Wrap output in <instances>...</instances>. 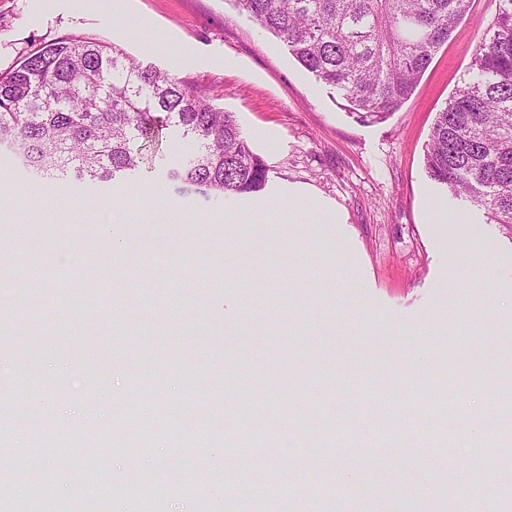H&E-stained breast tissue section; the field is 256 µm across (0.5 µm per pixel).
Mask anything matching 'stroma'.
Masks as SVG:
<instances>
[{"mask_svg": "<svg viewBox=\"0 0 512 512\" xmlns=\"http://www.w3.org/2000/svg\"><path fill=\"white\" fill-rule=\"evenodd\" d=\"M498 0H471L412 98L388 120L361 123L341 109L284 43L230 0H0V72L46 43L80 35L122 47L160 68L180 56L178 77L234 113L269 167L267 190L215 200L166 179L182 144L168 130L143 142L137 182L58 183L0 151V249L37 260L53 292L0 298L27 344L0 387V448L28 463L24 493L0 488V506L26 504L29 487L53 482L61 503L90 502L89 466L118 492L109 512H139L144 478L186 475L205 496L169 490L163 512H213L225 495L262 512L253 467L265 464L299 498L275 512H470L461 491L475 478L499 484V451L512 415L476 370L512 362V233L432 183L424 155L436 114L461 85ZM153 187L138 199L136 186ZM315 200L341 217L295 224L289 207ZM121 223L113 255L107 225ZM248 242L234 274L224 251ZM480 247L486 265L455 274L449 250ZM291 252L304 266L263 276L262 255ZM341 255L325 271L323 258ZM393 340L377 352L368 334ZM423 351L429 377L405 387L399 360ZM237 367L236 381L224 380ZM111 392L110 404L69 392L75 377ZM452 393L441 417L437 396ZM137 403L141 426L124 445L98 439ZM262 417L265 443L224 445L219 424L242 409ZM406 448L390 469L340 480L351 455ZM330 501L312 502L320 490Z\"/></svg>", "mask_w": 512, "mask_h": 512, "instance_id": "1", "label": "stroma"}]
</instances>
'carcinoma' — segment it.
Returning a JSON list of instances; mask_svg holds the SVG:
<instances>
[{
  "mask_svg": "<svg viewBox=\"0 0 512 512\" xmlns=\"http://www.w3.org/2000/svg\"><path fill=\"white\" fill-rule=\"evenodd\" d=\"M280 39L317 82L332 89L361 122H381L412 96L436 51L466 14L469 0H230ZM172 127L190 151L166 177L218 199L264 191L268 166L234 113L171 70L123 48L67 36L0 73V145L60 182L125 181L140 169L138 143ZM425 172L451 197L512 230V0L480 41L462 86L437 113ZM242 415L224 436L243 447L258 440ZM285 485L273 477L254 497L276 503ZM34 500L55 512L47 485Z\"/></svg>",
  "mask_w": 512,
  "mask_h": 512,
  "instance_id": "obj_1",
  "label": "carcinoma"
}]
</instances>
